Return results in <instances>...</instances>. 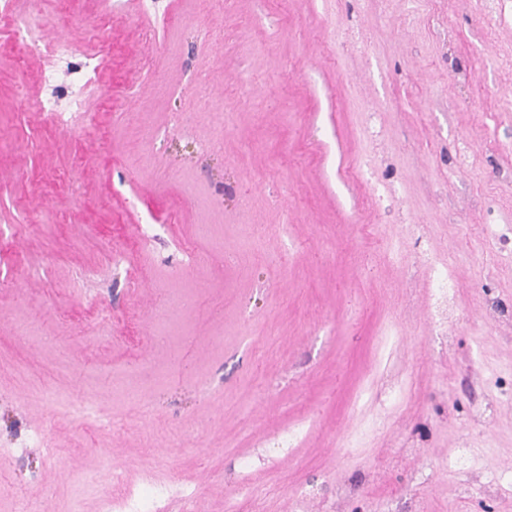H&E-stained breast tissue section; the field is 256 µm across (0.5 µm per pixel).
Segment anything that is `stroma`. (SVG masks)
I'll return each instance as SVG.
<instances>
[{"mask_svg":"<svg viewBox=\"0 0 512 512\" xmlns=\"http://www.w3.org/2000/svg\"><path fill=\"white\" fill-rule=\"evenodd\" d=\"M18 3L86 79L94 0ZM39 68L0 34V512H113L114 468L205 512L245 484L242 512H512L490 482L512 474V252L486 233L512 226V9L143 0L112 21L108 91L88 100L103 124L83 131L16 102ZM83 401L95 417L68 412ZM434 276V286L439 295V298L442 299L444 303H446V307L448 306L449 310L452 311V315L454 314V290L455 282L448 274V266H439L435 267L433 271Z\"/></svg>","mask_w":512,"mask_h":512,"instance_id":"1","label":"stroma"}]
</instances>
